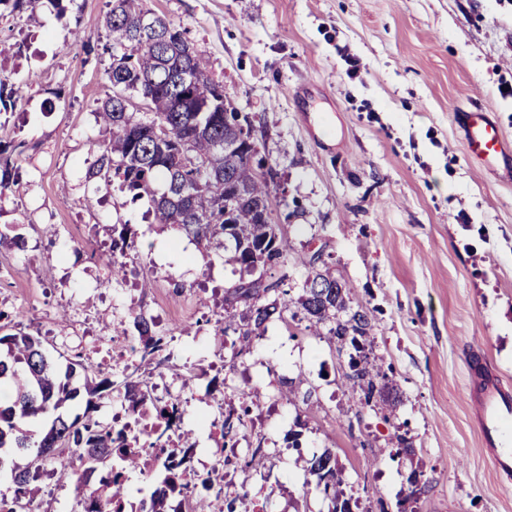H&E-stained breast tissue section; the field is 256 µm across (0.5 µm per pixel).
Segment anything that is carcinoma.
I'll return each instance as SVG.
<instances>
[{"label":"carcinoma","mask_w":512,"mask_h":512,"mask_svg":"<svg viewBox=\"0 0 512 512\" xmlns=\"http://www.w3.org/2000/svg\"><path fill=\"white\" fill-rule=\"evenodd\" d=\"M147 12L146 0H110L105 26L112 43L104 47L110 57L104 75L114 92L97 109L109 139L91 145L95 160L87 177L118 183L133 202L148 199L153 223L172 226L207 249L233 252L228 261L240 266L241 277L224 296L228 310L221 334H236L234 356L250 350L256 330L285 320L284 313L295 303L311 333L350 343L355 351L349 362L351 388L370 399L385 374L363 355V341L372 330L367 313L353 309L345 286L316 268L318 252L308 262L302 294L288 299L287 275L275 278L270 273L277 265L286 266L288 242L271 219L267 178L248 154L224 152V142L236 138L248 120L224 104L223 86L211 80L185 30L162 17L160 31L141 29ZM188 49L186 83L181 53ZM127 91L147 103L148 120L124 111L117 94ZM272 294L275 298L266 301ZM132 324L143 343L142 359L161 349L163 337L146 318L135 314ZM89 371L72 359L60 369L41 342L22 331L0 336V387L15 393L10 404L0 405V472L10 473L13 482L12 495L0 498V512H16L21 500H32V484L48 462L54 464L51 475L75 482L82 512H112V499L123 493V485L112 479V457L124 447L122 432L94 419L96 406L90 400L83 416L72 420L56 411L83 392L109 396L115 391L135 410L144 407L147 394L122 371L100 379L87 375ZM49 414L55 418L37 441L20 427ZM240 426L242 418L229 408L221 447L237 437ZM308 475L330 499L328 512H352L335 452L326 448L312 455Z\"/></svg>","instance_id":"carcinoma-1"}]
</instances>
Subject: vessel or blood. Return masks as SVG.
<instances>
[{
  "label": "vessel or blood",
  "instance_id": "obj_1",
  "mask_svg": "<svg viewBox=\"0 0 512 512\" xmlns=\"http://www.w3.org/2000/svg\"><path fill=\"white\" fill-rule=\"evenodd\" d=\"M458 120L469 155L490 167L504 166L512 175V144L500 137L488 112L468 108L459 112ZM468 372L476 377L470 398L487 458L500 478L511 480L512 390L506 389L495 376L477 377L476 367H469Z\"/></svg>",
  "mask_w": 512,
  "mask_h": 512
}]
</instances>
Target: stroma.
I'll list each match as a JSON object with an SVG mask.
<instances>
[{"instance_id":"stroma-1","label":"stroma","mask_w":512,"mask_h":512,"mask_svg":"<svg viewBox=\"0 0 512 512\" xmlns=\"http://www.w3.org/2000/svg\"><path fill=\"white\" fill-rule=\"evenodd\" d=\"M108 2L68 0L63 21L43 0L0 16V83L20 91L0 114V143L21 174L0 195V311L49 352L106 374L117 329L135 313L152 319L166 344L128 372L165 378V395L189 400L182 428L202 455L214 446L202 414L258 391L245 439L265 466L239 481L268 512H327L304 485L308 459L327 448L354 512H512L466 372L476 350L512 380V179L468 157L456 121L457 108H482L512 140V0L147 2L185 30L226 104L250 121L274 173L291 297L318 250L319 269L368 314L365 352L387 375L369 402L349 387L348 348L293 320L267 323L234 370L211 368L233 356L219 329L239 265L144 219L146 201L87 178L90 146L106 137L96 109L111 92ZM121 224L136 248L117 277ZM286 379L311 400L286 401ZM35 487L39 512H78L73 483L45 475Z\"/></svg>"}]
</instances>
